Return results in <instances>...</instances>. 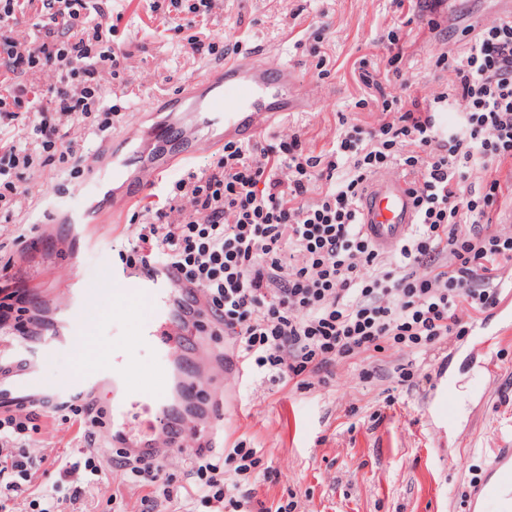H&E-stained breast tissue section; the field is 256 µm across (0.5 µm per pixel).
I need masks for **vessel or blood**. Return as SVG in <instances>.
<instances>
[{
  "mask_svg": "<svg viewBox=\"0 0 512 512\" xmlns=\"http://www.w3.org/2000/svg\"><path fill=\"white\" fill-rule=\"evenodd\" d=\"M211 93L200 112L187 118H173L155 126L152 148L138 146L144 132L133 127L123 135L119 151L112 155L111 169H104L100 154H92L90 178L80 187L85 201L98 200L114 177L126 174L137 186L158 179L175 161L167 148L172 130H180L186 141V156H197L214 148V140L202 136V129L223 130L225 138L246 141L279 126L293 109L310 108L312 97L298 89L294 71L285 63L263 53L246 51L208 74ZM363 231L378 251L394 250L416 222V207L409 186L390 179L368 182L360 199ZM67 288L61 296L72 335L68 349H77L97 319L95 305L101 295L112 297V318L128 324L132 343L120 349V363L109 354L91 353L79 380L43 381L47 359L58 349L49 336L35 347L21 346L11 358L0 362V412L61 406L74 400L91 399L103 383L112 386V421L120 423L130 408L164 419L169 401L165 364L180 356L193 340L187 326L208 314L203 288L185 281L169 264H144L136 273L113 271L110 279L84 286L75 274H65ZM149 344L158 351L162 365L153 377L140 375L133 355L136 345ZM222 410H215L205 422L184 421L159 432L143 446L144 453L165 462L172 450L195 447L204 431L220 427ZM467 512H512V447L493 449L486 475L471 484Z\"/></svg>",
  "mask_w": 512,
  "mask_h": 512,
  "instance_id": "vessel-or-blood-1",
  "label": "vessel or blood"
}]
</instances>
